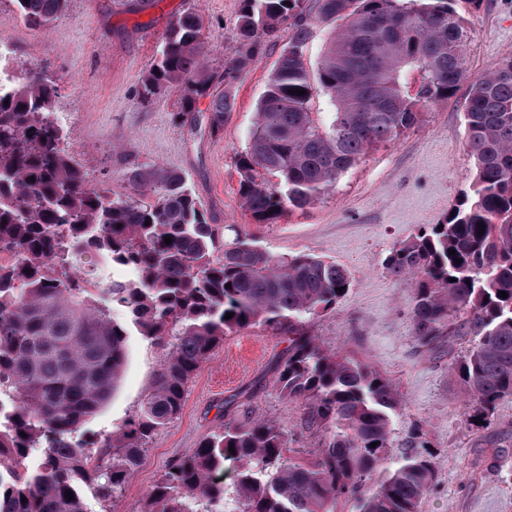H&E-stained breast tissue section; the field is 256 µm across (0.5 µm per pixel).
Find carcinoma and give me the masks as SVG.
<instances>
[{
	"instance_id": "cac0c4a2",
	"label": "carcinoma",
	"mask_w": 512,
	"mask_h": 512,
	"mask_svg": "<svg viewBox=\"0 0 512 512\" xmlns=\"http://www.w3.org/2000/svg\"><path fill=\"white\" fill-rule=\"evenodd\" d=\"M455 2L317 0L318 20L332 29L312 74L304 62L306 0H241L239 45L224 77L259 60L288 28L236 163L238 196L254 224L311 207L369 148L414 127L423 107L469 81L468 190L455 215L394 246L384 268L413 284L418 348L441 352L457 337L474 338L450 372L484 420L512 394V57L466 79L470 32ZM15 4L26 23L44 28L68 0ZM204 47L202 18L178 15L141 79V96L178 90L173 118L183 126L196 125L197 102L209 99L215 136L234 100L212 90ZM56 93L37 72L0 83V247L15 250L0 265V395L11 401L8 411L0 402V512H85L84 485L112 500L154 433L180 413L186 384L211 351L252 324L288 334L277 382L286 397L304 401L308 425L327 430L321 456H288V432L277 422L228 421L161 475L145 512H224L227 461L236 464L237 512H331L348 494L360 496L362 512H417L434 479L430 458L406 455L366 484L391 447L396 387L307 335L310 320L335 309L339 288L349 290L350 272L309 254L275 258L243 229L213 258L223 227L210 223L176 170L134 167L128 180L146 198L112 197L69 158ZM320 93L333 106L327 123L314 118ZM101 258L132 278L98 273ZM114 310L126 311L166 355L139 416L88 448L76 434L108 401L126 359L128 331Z\"/></svg>"
}]
</instances>
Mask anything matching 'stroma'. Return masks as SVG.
<instances>
[{
  "instance_id": "1",
  "label": "stroma",
  "mask_w": 512,
  "mask_h": 512,
  "mask_svg": "<svg viewBox=\"0 0 512 512\" xmlns=\"http://www.w3.org/2000/svg\"><path fill=\"white\" fill-rule=\"evenodd\" d=\"M188 9L204 21L210 70L222 72L239 44L240 0H69L44 29L25 23L14 0H0V38L16 77L35 69L56 84L54 108L67 153L112 197L138 199L129 168H170L183 174L213 223L246 226L277 258L308 253L346 267L352 286L308 330L326 349L368 365L398 390L385 469L398 466L403 443L416 436L435 471L418 512H512V395L496 402L487 421L472 423L474 400L448 369L470 348V338L441 355L418 349L412 287L383 268L395 244L443 223L467 187L463 94L424 107L415 127L373 146L310 208L276 224H254L237 194L236 158L248 146L283 44L269 43L260 61L229 77L235 105L222 134L175 125L177 93L145 101L140 84L170 20ZM457 9L470 29L469 76L512 56V0H482L477 7L458 0ZM287 347V335L258 325L226 335L188 382L180 414L153 435L123 489L109 502L84 489L85 512H143L161 474L228 421L278 422L296 457H319L323 429L307 427L303 404L277 384ZM165 353L138 333L128 336L117 388L86 425L95 439L137 418Z\"/></svg>"
}]
</instances>
